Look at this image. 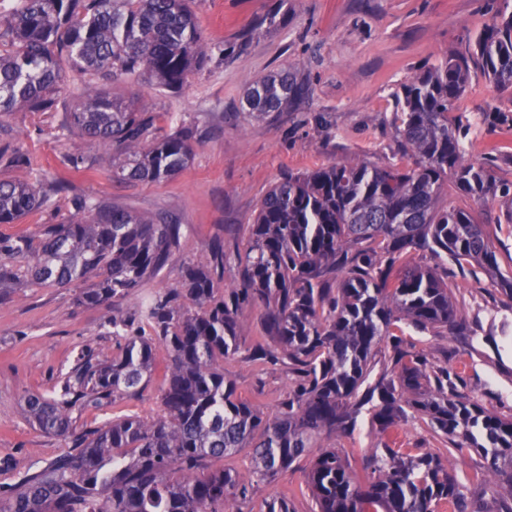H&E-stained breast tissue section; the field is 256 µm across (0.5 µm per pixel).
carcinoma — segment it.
Returning a JSON list of instances; mask_svg holds the SVG:
<instances>
[{"label":"carcinoma","mask_w":512,"mask_h":512,"mask_svg":"<svg viewBox=\"0 0 512 512\" xmlns=\"http://www.w3.org/2000/svg\"><path fill=\"white\" fill-rule=\"evenodd\" d=\"M195 0H20L0 18V112H54L62 85L76 80L68 128L112 151V179L156 181L184 169L193 131L152 135L157 116L132 96L105 86L153 76L180 90L207 49ZM489 81L512 86V13L498 14L461 50L414 74L393 94L400 135L415 158L409 168L354 159L288 175L260 201L249 244L236 255L237 288L219 291L224 246L207 265L186 263L175 285L145 300L132 318L112 320V356L81 352L48 395H30L27 414L42 431L71 439L72 451L37 467L0 492V512H239L252 479H267L310 455L317 512H483L448 472V458L401 450L395 431L411 410L459 448L481 450L496 476L494 492L512 501V418L464 397L448 369L430 378L420 353L403 348L400 323L452 328L448 279L411 266L391 275L408 249H429L458 264L475 263L512 293L493 244L475 213L441 203L443 187L477 203L493 189L484 161H467L464 140L487 120L512 123L502 110L480 123L449 118L465 91L470 63ZM309 93L288 69L250 83L243 110L255 119L284 111ZM30 182L0 180V224L47 205ZM75 213L48 224L39 241L0 237V287L80 286L78 301L114 305L155 277L181 249L180 225L131 210L73 200ZM260 310L255 361L291 372L288 400L266 413L239 399L224 359L240 352V319ZM391 342L397 379L368 382L376 346ZM166 347L160 362L155 344ZM162 413L127 416L92 429L72 413H97L143 389L156 372ZM372 405L377 433L370 472L358 480L324 432L349 434ZM249 449L245 478L211 469ZM181 477L175 479L172 474Z\"/></svg>","instance_id":"obj_1"}]
</instances>
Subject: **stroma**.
I'll list each match as a JSON object with an SVG mask.
<instances>
[{
    "label": "stroma",
    "instance_id": "35a3bbf8",
    "mask_svg": "<svg viewBox=\"0 0 512 512\" xmlns=\"http://www.w3.org/2000/svg\"><path fill=\"white\" fill-rule=\"evenodd\" d=\"M195 10L208 59L181 92H159L150 77L114 87L116 93L135 94L145 111L159 115L157 133L180 125L194 130L192 162L176 176L113 181L108 152L67 130L68 90H61L56 111L0 113V148L25 157L19 166L0 162V179L33 182L51 194L50 202L35 213L15 224H0L1 237L39 235L43 225L69 217L77 197L162 216L183 231L180 252L116 309L78 304V291L72 287L0 290L1 488L71 445L70 439L43 433L29 423L24 413L27 394L48 390L82 351L111 354L115 314H128L148 296L173 285L184 263H207L214 241H223L230 259L215 285L232 287L231 259L245 251L247 226L263 195L281 177L358 158L380 167L403 162L395 89L461 49L466 36L478 32L496 13H512V0H196ZM267 17L274 20L270 28L243 51L225 57V45L236 43L242 31ZM288 66L308 80L310 95L264 120L243 114L247 84ZM470 73L454 105L456 118L473 120L497 107L512 109V87L495 86L479 68ZM75 154L82 158L77 168L70 162ZM484 156L490 158L497 182H512V123L482 127L466 143V159ZM443 200L473 207L497 251L501 271L511 274L512 195L499 194L475 205L448 185ZM398 265L447 270L457 307L453 330L422 333L405 327L407 347L424 354L428 371L462 369L459 393L501 417H512V294L484 269L451 266L428 251H408ZM238 333L241 350L225 359L224 374L241 399L274 411L288 397V367L259 366L250 360L254 338L262 333L258 313L244 317ZM160 382L153 377L140 393L117 399L104 412L79 415L78 426L89 429L123 415H156ZM322 444L336 449L359 474L383 442L370 414L364 413L353 436H328ZM398 445L447 455L452 474L483 512H501L503 504L491 492L495 477L480 450L452 447L427 419L412 414L400 423ZM309 470L305 458L275 478L254 482L240 504L242 512H265L279 498L287 499L294 512H316Z\"/></svg>",
    "mask_w": 512,
    "mask_h": 512
}]
</instances>
